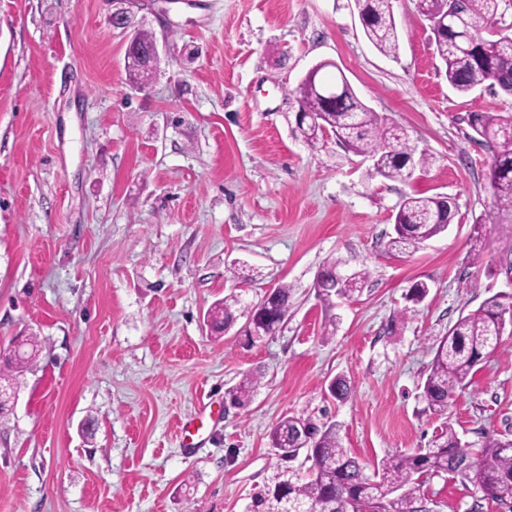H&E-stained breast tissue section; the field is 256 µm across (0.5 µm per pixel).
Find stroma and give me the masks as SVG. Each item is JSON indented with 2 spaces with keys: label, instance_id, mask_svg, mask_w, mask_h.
I'll return each mask as SVG.
<instances>
[{
  "label": "stroma",
  "instance_id": "1",
  "mask_svg": "<svg viewBox=\"0 0 512 512\" xmlns=\"http://www.w3.org/2000/svg\"><path fill=\"white\" fill-rule=\"evenodd\" d=\"M138 2L136 21L166 39L141 91L111 0H0V350L21 335L42 345L0 418V512H247L306 472L301 456L277 466L270 445L292 416L336 426L370 471L444 424L475 449L512 438L510 334L445 415L420 397L432 345L512 293V218L466 122L512 113V95L452 90L412 0H392L394 59L368 42L354 0H178L165 14ZM324 61L426 153L411 179L369 178L334 134L302 137L293 91ZM414 194L451 197L454 219L389 252L392 215ZM334 259L368 271L362 294L321 299ZM416 281L429 293L414 305ZM281 284L287 320L248 340L245 312ZM232 292L240 318L209 335L205 313ZM248 374L251 402L232 405ZM203 400L212 413L189 450L181 427ZM421 498L427 512H512L453 474L426 478Z\"/></svg>",
  "mask_w": 512,
  "mask_h": 512
}]
</instances>
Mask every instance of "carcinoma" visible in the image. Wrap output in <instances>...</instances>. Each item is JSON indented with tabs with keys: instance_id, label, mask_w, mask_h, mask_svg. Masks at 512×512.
Listing matches in <instances>:
<instances>
[{
	"instance_id": "1",
	"label": "carcinoma",
	"mask_w": 512,
	"mask_h": 512,
	"mask_svg": "<svg viewBox=\"0 0 512 512\" xmlns=\"http://www.w3.org/2000/svg\"><path fill=\"white\" fill-rule=\"evenodd\" d=\"M363 32L382 54L395 58L399 35L391 0H355ZM501 0H462L463 21L459 29H441L440 20L448 13V0H415L417 11L430 22L435 52L445 66L448 85L467 94L484 84L512 94V35L494 30ZM153 42L152 34H141L139 43L125 53L129 81L145 85L153 72L141 66L139 53ZM299 110L309 113L298 125L303 136L313 142L324 129L336 135L353 153L373 161L369 177L388 180L408 179L406 159L415 154L404 131L386 122L356 95L349 82L339 78L333 85L314 75V83L304 79L295 89ZM467 124L472 140L492 151L488 178L494 206L500 213L512 215V114L471 112ZM449 204L441 195H409L402 199L394 216V234L388 251L410 253L426 241L448 229ZM368 272L357 271L341 276L337 263L322 270L315 288L319 296L351 299L362 292ZM290 288L281 285L262 299L277 310L276 318L265 322L261 333L270 334L288 315ZM238 296L229 294L210 310L213 331L230 329L237 320ZM512 320V294H495L474 312L460 316L432 350L430 370L421 398L433 414L448 411L457 392L470 383L474 368L490 352L498 349L497 338ZM40 351L35 336L24 339V349L12 363L0 370V381L17 383L23 372L31 369ZM259 385V377L247 375L232 394V401L243 406ZM299 419L287 418L270 433L272 448L280 462H289L306 450L311 461L306 481L283 479L267 487L252 501L249 512H426L419 506L420 477L459 474L485 495L512 503V439L492 436L474 454L462 443L456 430L446 425L429 441L427 447L410 454L388 456L377 466V478L364 474L359 461L345 448L335 426L316 433L315 442L305 448L300 437Z\"/></svg>"
}]
</instances>
